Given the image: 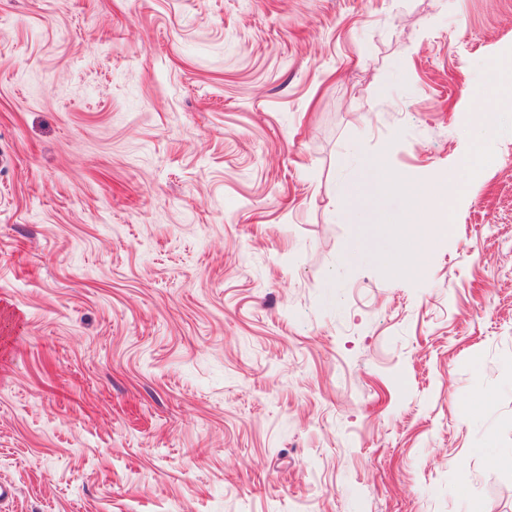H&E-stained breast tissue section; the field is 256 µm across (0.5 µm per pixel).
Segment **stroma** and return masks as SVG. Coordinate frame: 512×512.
<instances>
[{
	"mask_svg": "<svg viewBox=\"0 0 512 512\" xmlns=\"http://www.w3.org/2000/svg\"><path fill=\"white\" fill-rule=\"evenodd\" d=\"M510 62L512 0H0V512H512ZM424 207L428 209L433 217L431 224H424L421 228L416 244L410 247V241L400 231H397L393 237H396V249L391 245L389 250L390 265L393 268L402 270L406 273L415 271L418 262L422 256L423 248L428 250L436 245L448 235V227L454 202L448 201L447 197L433 198L425 202Z\"/></svg>",
	"mask_w": 512,
	"mask_h": 512,
	"instance_id": "obj_1",
	"label": "stroma"
}]
</instances>
